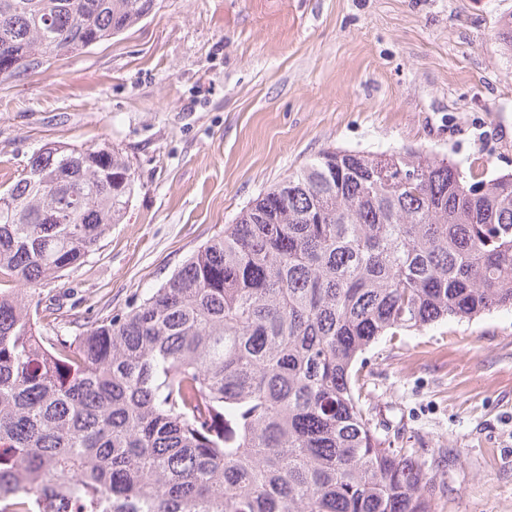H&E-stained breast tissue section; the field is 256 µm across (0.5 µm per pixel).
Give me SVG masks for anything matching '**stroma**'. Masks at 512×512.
<instances>
[{
	"label": "stroma",
	"mask_w": 512,
	"mask_h": 512,
	"mask_svg": "<svg viewBox=\"0 0 512 512\" xmlns=\"http://www.w3.org/2000/svg\"><path fill=\"white\" fill-rule=\"evenodd\" d=\"M512 0H156L127 32L0 81V190L48 143L121 150V223L52 288L60 320L127 310L260 193L336 147L512 172ZM378 435L433 512H512V309L364 355Z\"/></svg>",
	"instance_id": "stroma-1"
}]
</instances>
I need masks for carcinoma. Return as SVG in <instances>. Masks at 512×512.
<instances>
[{
	"label": "carcinoma",
	"mask_w": 512,
	"mask_h": 512,
	"mask_svg": "<svg viewBox=\"0 0 512 512\" xmlns=\"http://www.w3.org/2000/svg\"><path fill=\"white\" fill-rule=\"evenodd\" d=\"M155 0H0L9 71L133 27ZM0 190V512H431L386 444L359 356L512 308V173L329 148L124 313L34 300L123 219L122 152L46 144ZM8 283L32 291L22 294Z\"/></svg>",
	"instance_id": "1"
}]
</instances>
